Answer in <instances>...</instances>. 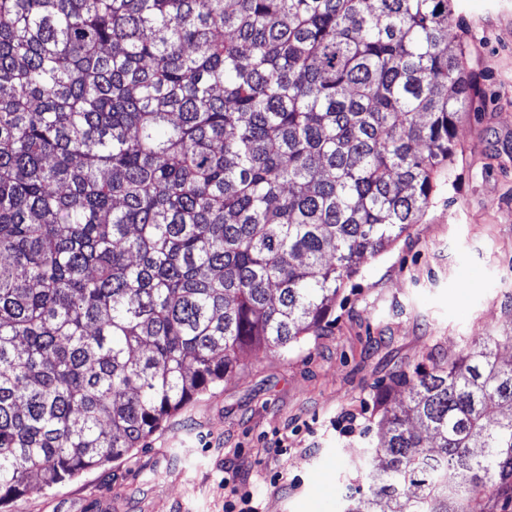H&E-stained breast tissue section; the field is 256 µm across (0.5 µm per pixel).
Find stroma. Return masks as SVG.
Listing matches in <instances>:
<instances>
[{
	"label": "stroma",
	"instance_id": "1",
	"mask_svg": "<svg viewBox=\"0 0 512 512\" xmlns=\"http://www.w3.org/2000/svg\"><path fill=\"white\" fill-rule=\"evenodd\" d=\"M451 33L483 110L420 224L367 257L330 322L239 370L119 461L60 492L32 481L9 512H343L384 441L376 399L395 376L489 338L512 358V0H454Z\"/></svg>",
	"mask_w": 512,
	"mask_h": 512
}]
</instances>
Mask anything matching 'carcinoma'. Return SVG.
Listing matches in <instances>:
<instances>
[{"label": "carcinoma", "instance_id": "carcinoma-1", "mask_svg": "<svg viewBox=\"0 0 512 512\" xmlns=\"http://www.w3.org/2000/svg\"><path fill=\"white\" fill-rule=\"evenodd\" d=\"M452 0H0V507L329 323L420 223L474 81ZM497 340L396 380L344 512H512Z\"/></svg>", "mask_w": 512, "mask_h": 512}]
</instances>
